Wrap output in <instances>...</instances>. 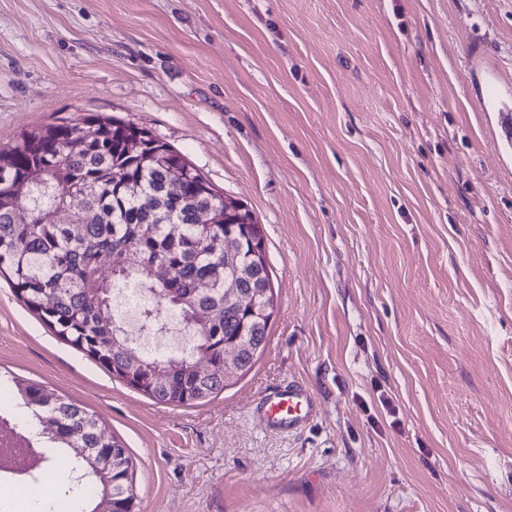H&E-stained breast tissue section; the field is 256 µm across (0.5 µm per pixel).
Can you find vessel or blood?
<instances>
[{
    "instance_id": "1",
    "label": "vessel or blood",
    "mask_w": 512,
    "mask_h": 512,
    "mask_svg": "<svg viewBox=\"0 0 512 512\" xmlns=\"http://www.w3.org/2000/svg\"><path fill=\"white\" fill-rule=\"evenodd\" d=\"M318 404L305 385L291 381L263 395L251 410L266 429L293 433L317 414Z\"/></svg>"
}]
</instances>
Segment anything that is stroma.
<instances>
[{
	"label": "stroma",
	"instance_id": "1",
	"mask_svg": "<svg viewBox=\"0 0 512 512\" xmlns=\"http://www.w3.org/2000/svg\"><path fill=\"white\" fill-rule=\"evenodd\" d=\"M505 106L512 0H0V150L147 128L253 211L278 295L252 369L172 406L1 278L0 406L31 382L96 414L137 512H512ZM291 379L316 417L265 430ZM318 404L305 385L289 381L263 395L251 410L269 431L294 433L317 414Z\"/></svg>",
	"mask_w": 512,
	"mask_h": 512
}]
</instances>
